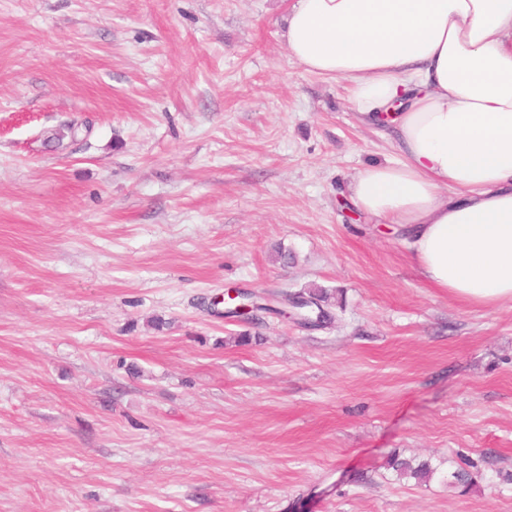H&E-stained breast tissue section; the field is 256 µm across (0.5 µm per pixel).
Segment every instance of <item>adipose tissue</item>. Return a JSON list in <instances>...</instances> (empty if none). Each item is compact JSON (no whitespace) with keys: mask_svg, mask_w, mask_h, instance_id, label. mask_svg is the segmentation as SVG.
I'll return each instance as SVG.
<instances>
[{"mask_svg":"<svg viewBox=\"0 0 512 512\" xmlns=\"http://www.w3.org/2000/svg\"><path fill=\"white\" fill-rule=\"evenodd\" d=\"M284 38L394 131L349 204L405 231L431 287L511 301L512 0H295Z\"/></svg>","mask_w":512,"mask_h":512,"instance_id":"adipose-tissue-1","label":"adipose tissue"}]
</instances>
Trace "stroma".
Returning <instances> with one entry per match:
<instances>
[{
	"instance_id": "obj_1",
	"label": "stroma",
	"mask_w": 512,
	"mask_h": 512,
	"mask_svg": "<svg viewBox=\"0 0 512 512\" xmlns=\"http://www.w3.org/2000/svg\"><path fill=\"white\" fill-rule=\"evenodd\" d=\"M291 4L0 0V512H512V301L348 206L394 150ZM387 466L395 471L398 476L413 478L418 483L427 482L436 472V468L427 460L414 465L412 460L402 459L397 455L391 456L387 460Z\"/></svg>"
}]
</instances>
